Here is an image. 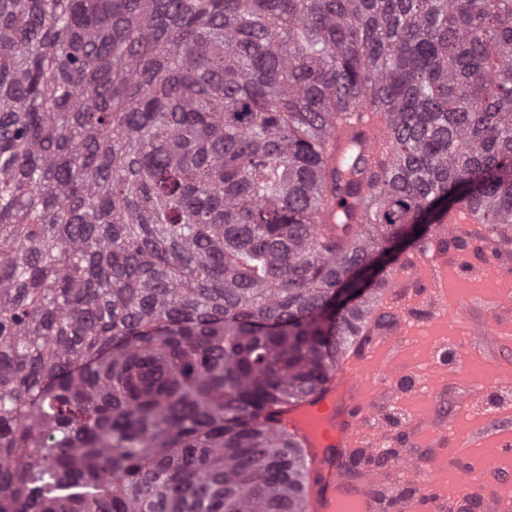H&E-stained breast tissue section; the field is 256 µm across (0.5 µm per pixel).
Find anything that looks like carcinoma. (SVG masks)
I'll return each mask as SVG.
<instances>
[{
    "label": "carcinoma",
    "instance_id": "carcinoma-1",
    "mask_svg": "<svg viewBox=\"0 0 512 512\" xmlns=\"http://www.w3.org/2000/svg\"><path fill=\"white\" fill-rule=\"evenodd\" d=\"M510 171L512 0H0V512H305L278 408ZM369 110L355 124L336 126V133L329 140V148L336 158H340L346 149L356 144L364 156L373 155L381 140L385 138V129L380 119Z\"/></svg>",
    "mask_w": 512,
    "mask_h": 512
}]
</instances>
